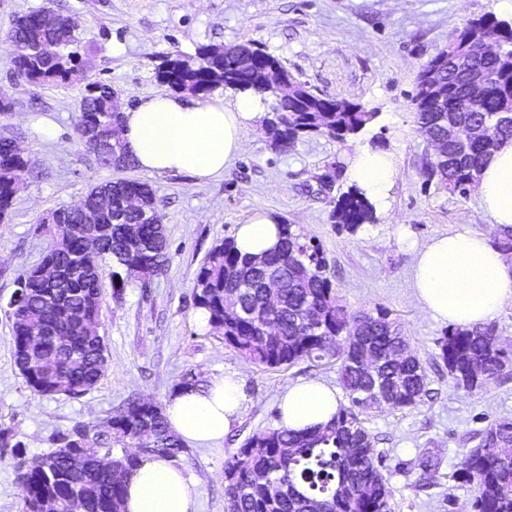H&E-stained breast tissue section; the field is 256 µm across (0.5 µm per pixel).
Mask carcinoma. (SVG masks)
Here are the masks:
<instances>
[{
	"mask_svg": "<svg viewBox=\"0 0 512 512\" xmlns=\"http://www.w3.org/2000/svg\"><path fill=\"white\" fill-rule=\"evenodd\" d=\"M46 13L54 16L51 26L43 23ZM5 44L15 75L32 84L67 82L88 51L78 20L50 6L19 16ZM448 53L456 64L441 76L439 104L415 112V124L420 133L448 144L446 154L425 159V182L465 197L487 158L512 140V23L491 14L471 19L457 31ZM277 62L253 43L212 45L202 49L199 62L175 58L158 65L156 74L179 92L203 95L222 85L260 95L270 107L264 118L270 138L281 148L311 134L343 141L375 118L363 104L324 97L296 77L288 97L273 94L264 83V71ZM472 64L488 76L477 97L467 82ZM113 94L107 84L86 85L76 132L89 124L105 130L120 124ZM485 122L493 124L496 139H476L460 152L450 127L475 128ZM26 167L12 143L1 137L0 224L10 215ZM107 185L112 187V213L98 225L96 251L85 255L83 224L85 211L96 206L93 186L44 220L54 227L46 253L7 302L15 365L26 386L42 396L74 398L97 385L105 366L106 347L99 333L105 281L118 294L134 279L133 271L144 269L153 277L167 260L166 229L147 217L156 212L158 189L136 180ZM372 216V204L356 186L333 210V218L353 232ZM128 224L139 225L136 243L127 238ZM49 265L70 271L69 277L48 282L43 267ZM275 273L285 288L271 304L258 284ZM193 302L208 311L210 326L222 331L228 345L259 367L336 362L350 400L323 429L294 433L273 428L246 439L224 463V495L234 512H391L392 490L362 415L417 405L429 393L432 372H447L448 383L459 388L463 374L477 367L481 381L475 388L483 389L512 367L508 349L491 323L448 329L437 341L439 353L431 362H422L408 352L409 338L388 310L348 311L327 276L321 248L290 224L281 225L279 242L260 257L241 254L230 237L218 242L195 274ZM269 320L277 323L273 335L265 330ZM43 325L64 342L31 335ZM364 353L377 361L375 379L360 366ZM109 422L106 433L81 422L57 433L54 448L29 465L22 442L13 441L11 430L0 428V447L11 449L16 478L26 488L22 512H53L57 503L69 498L65 512H122L125 477L142 459L161 455L177 460L186 452L170 430L163 407L154 401L133 398ZM143 434L150 447L137 451ZM469 441L474 446L462 454L448 479L476 486V512H512V419L488 424ZM65 448L89 458L110 452L124 475L116 477L110 468L78 470ZM440 464L438 457L423 453L412 487L437 482Z\"/></svg>",
	"mask_w": 512,
	"mask_h": 512,
	"instance_id": "1",
	"label": "carcinoma"
}]
</instances>
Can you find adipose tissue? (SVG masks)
<instances>
[{"mask_svg":"<svg viewBox=\"0 0 512 512\" xmlns=\"http://www.w3.org/2000/svg\"><path fill=\"white\" fill-rule=\"evenodd\" d=\"M262 102L252 92L234 102L155 94L121 111L124 150L151 174L187 173L209 179L243 150L246 134L261 118ZM349 179L374 202L384 203L396 177L391 154L356 150ZM479 203L492 225L512 226V141L485 162L477 182ZM278 217L255 212L234 234L237 249L259 256L279 241ZM412 287L433 320L451 326L484 325L512 299V261L490 238L463 228L410 247ZM244 399L237 372L212 376L205 387L178 389L165 406L171 429L187 444H219ZM340 410L335 387L320 381L295 383L282 395L279 425L305 432L329 425ZM123 512H195L194 483L171 460L147 457L129 475Z\"/></svg>","mask_w":512,"mask_h":512,"instance_id":"adipose-tissue-1","label":"adipose tissue"}]
</instances>
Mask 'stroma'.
Returning a JSON list of instances; mask_svg holds the SVG:
<instances>
[{"label": "stroma", "mask_w": 512, "mask_h": 512, "mask_svg": "<svg viewBox=\"0 0 512 512\" xmlns=\"http://www.w3.org/2000/svg\"><path fill=\"white\" fill-rule=\"evenodd\" d=\"M500 0H0V134L14 137L31 162L6 223L0 224V428L11 429L29 456L51 447L58 430L94 422L128 399L165 403L189 370L201 378L240 372L244 403L224 440L193 448L179 465L196 485V512H227L224 463L252 434L278 425L281 395L299 381H341L335 364L302 362L287 369L254 365L225 345L218 330L195 320L193 280L215 243L233 236L255 210L274 212L298 233L319 242L337 296L350 310L388 308L400 318L422 359L446 330L422 311L411 288L410 242L468 225L491 233L476 193L461 197L426 183L422 159L433 149L414 124L415 85L422 66L446 50L467 20L499 13ZM44 5L75 17L93 49L64 84L34 85L16 78L3 40L17 16ZM260 44L295 77L330 98L357 101L375 112L358 134L326 135L275 148L263 126L247 136L242 153L208 180L188 174L145 175L101 166L76 133L86 83L112 86L120 103L167 92L155 68L167 54L195 61L201 47ZM384 150L398 175L373 223L349 231L332 216L348 192V160L355 149ZM331 174V189L321 187ZM118 178L158 187L157 214L166 227L168 263L148 287L132 282L121 294L105 288L100 333L107 365L98 385L70 398L29 390L13 358L6 304L17 280L48 245L39 221L98 183ZM419 405L384 409L364 424L382 455L392 512H473V485L448 480L469 433L512 419V380L469 391L434 377ZM441 458L436 486H411L422 452Z\"/></svg>", "instance_id": "stroma-1"}]
</instances>
